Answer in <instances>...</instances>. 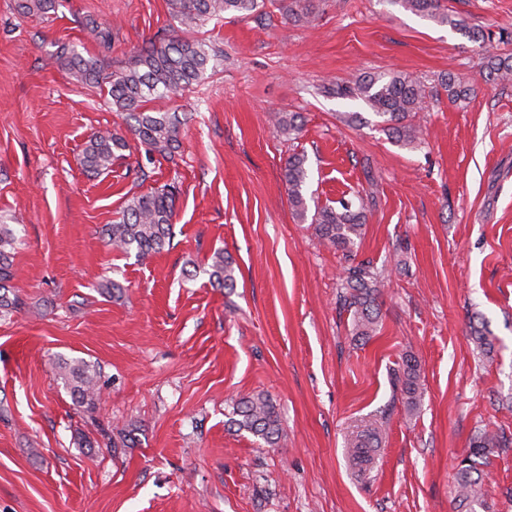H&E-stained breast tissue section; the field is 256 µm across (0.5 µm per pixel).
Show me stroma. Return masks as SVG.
Here are the masks:
<instances>
[{"mask_svg": "<svg viewBox=\"0 0 512 512\" xmlns=\"http://www.w3.org/2000/svg\"><path fill=\"white\" fill-rule=\"evenodd\" d=\"M444 3L512 34V0ZM172 24L168 0H64L49 20L0 0V222L19 239L23 300L0 317V512H453L472 437H512V82L485 69L512 43L471 42L386 0H327L296 27L276 12L213 18L189 32L218 52L204 75L149 104L186 118L174 159L147 161L134 144L85 172L90 135L125 132L126 116L70 81L58 46L118 73ZM394 72L433 91L412 147L361 100L323 91ZM448 76L470 88L464 102L440 93ZM276 110L301 113L297 139L274 130ZM352 112L360 122L342 123ZM296 151L306 196L363 205L356 260L392 268L367 341L338 304L342 253L288 199ZM171 182L169 245L141 261L113 252L104 231L127 199ZM219 249L231 291L207 274ZM108 280L121 297L102 294ZM477 317L495 337L487 355L470 336ZM408 355L424 384L412 414L392 383ZM60 358L99 366L94 413L63 387ZM259 393L280 413V447L227 423L235 400ZM130 427V447H105ZM371 427L383 442L361 476L347 445ZM484 472L494 512H512V449Z\"/></svg>", "mask_w": 512, "mask_h": 512, "instance_id": "35a3bbf8", "label": "stroma"}]
</instances>
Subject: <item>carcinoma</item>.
Wrapping results in <instances>:
<instances>
[{"label": "carcinoma", "instance_id": "cac0c4a2", "mask_svg": "<svg viewBox=\"0 0 512 512\" xmlns=\"http://www.w3.org/2000/svg\"><path fill=\"white\" fill-rule=\"evenodd\" d=\"M170 14L177 23L172 33L160 44L143 49L133 65L120 73L106 71L104 64L94 58H85L63 44L56 60L68 72L71 79L80 84L93 83L107 88L112 108L123 112L130 121V132L149 157H172L179 148V129L184 119L176 112H160L146 108V103L160 99L177 89L197 81L211 58L212 48L202 42L182 36V32L194 28L212 16L222 13L232 17L253 16L262 21L268 13L265 8L275 7L284 23H307L318 16L317 0H168ZM405 11L447 24L479 43L486 39L485 32L470 26L463 18L448 15L443 0H390ZM61 0H17L20 14L40 19L57 12ZM487 77L491 81L512 80V56H493L487 64ZM448 100L463 101L470 89L456 85L448 77L441 82ZM328 94L360 99L383 119L391 138L411 146L420 141V126L416 117L421 104L428 96L426 85L410 74L389 76L368 75L352 83L336 84L325 88ZM272 122L282 134L298 135L301 116L297 112L283 110L272 113ZM128 148L126 138L112 131L93 134L83 152L84 166L94 172H103L112 162L122 157ZM307 159L302 153L288 156L284 180L288 196L301 219H306L308 204L305 187L308 178ZM179 188L176 183H166L148 193L131 197L123 209L121 220L106 229V245L126 256L138 259L159 252L172 235L174 203ZM311 223L323 241L342 251L349 264L339 283L338 301L341 308L352 314L354 336L364 338L376 332L379 324L377 304L380 288L388 276L386 266L377 267L370 262L352 261L353 247L362 238L363 215L353 209L352 202L341 200L339 207L314 204ZM18 239L9 224H0V312L10 313L21 308V299L12 293L6 282L15 277L13 257ZM209 279L219 288L232 289L236 281L228 260L217 252L212 258ZM472 340L476 347L489 352L493 349L490 332L484 322L472 326ZM59 377L69 388L76 406L92 413L100 395L101 372L96 365L84 360H61L57 365ZM394 387L400 392L406 410L419 409L422 397L421 370L417 361L407 356L399 369L394 371ZM228 423L239 431H246L270 448L279 447L283 434L280 414L270 399L257 394L240 400L232 409ZM381 433L372 428L357 435L349 444V456L359 467L369 465L379 451ZM512 447V438L505 434L485 430L475 434L469 453L456 464V495L454 512H489L484 494V472L481 462L496 451Z\"/></svg>", "mask_w": 512, "mask_h": 512}]
</instances>
